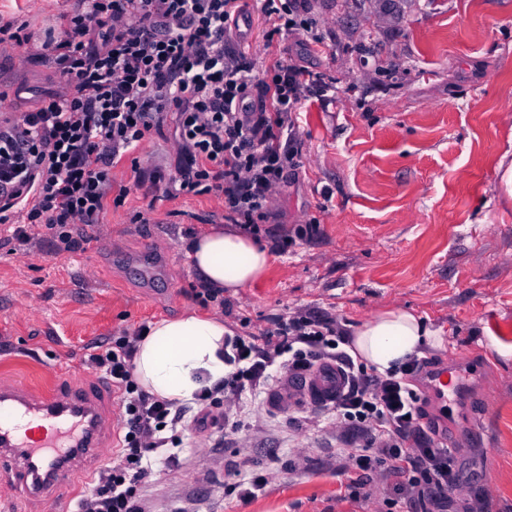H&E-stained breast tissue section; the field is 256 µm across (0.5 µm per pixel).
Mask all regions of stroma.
<instances>
[{
    "mask_svg": "<svg viewBox=\"0 0 512 512\" xmlns=\"http://www.w3.org/2000/svg\"><path fill=\"white\" fill-rule=\"evenodd\" d=\"M324 47L271 35L253 16L245 46L263 65L292 59L336 78V97L308 101L299 165L272 200L266 273L223 303L200 306L188 257L197 236L224 225L213 195L150 201L130 163L112 171L128 195L68 252L34 227L23 246L0 247V381L33 392L60 379L102 378L91 344L186 313L223 317L261 333L299 308L354 332L402 308L440 332L426 356L466 361L481 380L452 402L448 442L459 486L446 512H512V198L499 164L512 152V0H315ZM70 0H0V17L26 24L24 55L0 57V110L32 108L36 91H62L38 50ZM28 94L14 97L18 86ZM150 221L133 223L136 212ZM315 224L310 239L293 237ZM245 426L181 432L179 459L153 477L142 512H386L394 480L364 478L339 455L319 406L288 408L244 391ZM268 474L258 497L230 495L243 467Z\"/></svg>",
    "mask_w": 512,
    "mask_h": 512,
    "instance_id": "obj_1",
    "label": "stroma"
}]
</instances>
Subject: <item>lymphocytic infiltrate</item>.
<instances>
[{"mask_svg": "<svg viewBox=\"0 0 512 512\" xmlns=\"http://www.w3.org/2000/svg\"><path fill=\"white\" fill-rule=\"evenodd\" d=\"M312 0H76L41 44L67 91L46 92L34 109L0 113V224L30 240L42 227L67 250L80 246L78 225L98 223L121 206L126 187L112 170L149 138H172L174 169L155 167L146 189L166 198L212 194L224 218L257 237L272 217L271 199L298 164L299 115L306 101L328 96L335 79L296 62L260 69L238 44V21L260 13L273 33L320 44L324 32ZM138 335L92 346L89 362L123 396L120 462L103 469L76 512H141L151 456L180 446L186 406L149 394L134 375ZM345 331L330 315L297 310L265 335L235 333L222 385L203 390L206 408L235 407L245 389L264 390L282 373L340 363L346 387L331 414L349 442L357 470L397 477L389 512H419L457 487L454 451L424 409L419 378L431 358H411L385 373L354 363L340 344Z\"/></svg>", "mask_w": 512, "mask_h": 512, "instance_id": "lymphocytic-infiltrate-1", "label": "lymphocytic infiltrate"}]
</instances>
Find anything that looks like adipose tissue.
<instances>
[{
    "label": "adipose tissue",
    "instance_id": "obj_1",
    "mask_svg": "<svg viewBox=\"0 0 512 512\" xmlns=\"http://www.w3.org/2000/svg\"><path fill=\"white\" fill-rule=\"evenodd\" d=\"M188 256L204 285L232 291L259 279L269 266L268 251L235 230L215 229L193 239ZM230 333L217 316L187 314L150 325L135 358L138 382L163 399L194 400L203 389L221 384L228 373L224 338ZM441 342L415 313L393 309L355 330L351 354L383 373L421 355L425 346Z\"/></svg>",
    "mask_w": 512,
    "mask_h": 512
}]
</instances>
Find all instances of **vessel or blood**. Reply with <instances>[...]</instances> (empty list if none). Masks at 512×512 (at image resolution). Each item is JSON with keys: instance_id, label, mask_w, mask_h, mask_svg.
I'll list each match as a JSON object with an SVG mask.
<instances>
[{"instance_id": "vessel-or-blood-1", "label": "vessel or blood", "mask_w": 512, "mask_h": 512, "mask_svg": "<svg viewBox=\"0 0 512 512\" xmlns=\"http://www.w3.org/2000/svg\"><path fill=\"white\" fill-rule=\"evenodd\" d=\"M465 384L454 366L431 374L426 395L447 407ZM338 366L324 364L288 387L289 402L327 403L344 389ZM112 386L106 379L91 385L61 381L44 394L17 382L0 384V462L13 464L19 489L30 497H50L70 485L84 457L103 454L115 429L106 415Z\"/></svg>"}]
</instances>
